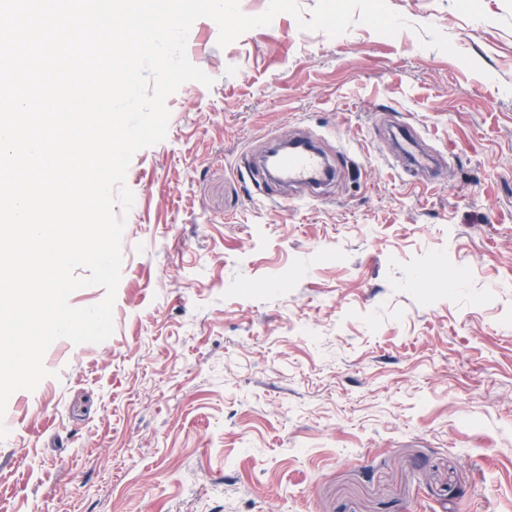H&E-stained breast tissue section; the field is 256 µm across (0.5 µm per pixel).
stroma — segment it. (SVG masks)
Masks as SVG:
<instances>
[{
  "label": "stroma",
  "instance_id": "obj_1",
  "mask_svg": "<svg viewBox=\"0 0 512 512\" xmlns=\"http://www.w3.org/2000/svg\"><path fill=\"white\" fill-rule=\"evenodd\" d=\"M291 15L137 151L114 332L15 392L0 512H512V0ZM312 141L318 186L269 179Z\"/></svg>",
  "mask_w": 512,
  "mask_h": 512
}]
</instances>
